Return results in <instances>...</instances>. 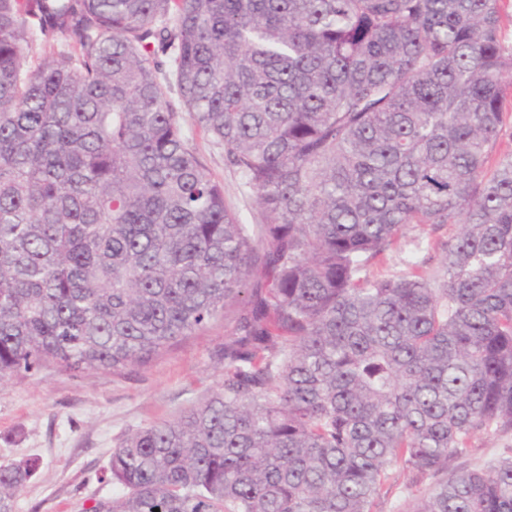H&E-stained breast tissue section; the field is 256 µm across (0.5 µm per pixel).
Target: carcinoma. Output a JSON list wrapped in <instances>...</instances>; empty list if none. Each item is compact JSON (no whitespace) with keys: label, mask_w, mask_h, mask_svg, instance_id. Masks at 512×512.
<instances>
[{"label":"carcinoma","mask_w":512,"mask_h":512,"mask_svg":"<svg viewBox=\"0 0 512 512\" xmlns=\"http://www.w3.org/2000/svg\"><path fill=\"white\" fill-rule=\"evenodd\" d=\"M504 0H0V380L143 364L237 306L220 391L112 452L86 512H512ZM50 49L26 70L33 44ZM224 146L242 224L166 99ZM410 224L441 266L369 273ZM32 461L0 462L13 512ZM471 448L473 449L470 454L456 461L454 465L475 468L502 457L507 448H512V431L476 434L471 440ZM434 483V478H428L415 484L411 473L394 470L386 486L387 493L373 510L377 512H409L410 507L428 493Z\"/></svg>","instance_id":"1"}]
</instances>
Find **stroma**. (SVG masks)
I'll use <instances>...</instances> for the list:
<instances>
[{
    "mask_svg": "<svg viewBox=\"0 0 512 512\" xmlns=\"http://www.w3.org/2000/svg\"><path fill=\"white\" fill-rule=\"evenodd\" d=\"M167 97L190 146L223 184L229 208L242 223H261L256 198L241 186L223 147L197 129L176 91ZM456 233L453 224L409 226L372 271H396L412 254L434 270ZM416 238L423 241L417 251ZM232 329V320L217 319L149 362L120 370L74 374L49 367L0 381V462L39 463L16 496L14 512H86L95 500L111 497L114 487L105 475L113 449L137 428L175 418L221 389L220 350ZM432 486V479L417 484L411 473L393 471L376 512H409Z\"/></svg>",
    "mask_w": 512,
    "mask_h": 512,
    "instance_id": "stroma-1",
    "label": "stroma"
}]
</instances>
